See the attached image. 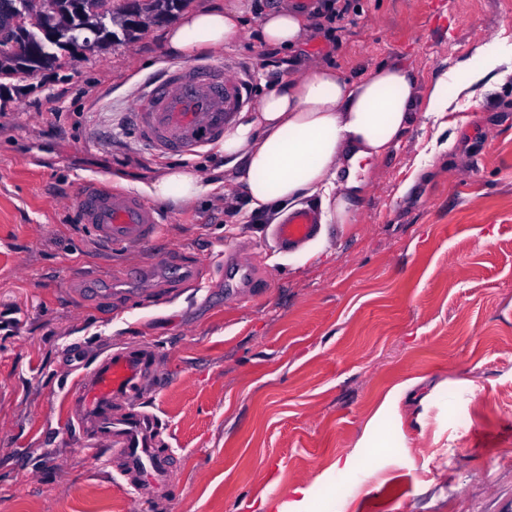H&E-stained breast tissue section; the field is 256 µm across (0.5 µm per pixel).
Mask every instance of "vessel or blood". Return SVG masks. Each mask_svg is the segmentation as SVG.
<instances>
[{"instance_id": "obj_1", "label": "vessel or blood", "mask_w": 512, "mask_h": 512, "mask_svg": "<svg viewBox=\"0 0 512 512\" xmlns=\"http://www.w3.org/2000/svg\"><path fill=\"white\" fill-rule=\"evenodd\" d=\"M253 104L248 79L229 77L213 64L200 61L167 67L147 83L132 114L139 141L157 155H196L220 144L225 129ZM80 219L95 241L108 249L124 250L156 242L162 234L157 212L138 195L84 185L76 198ZM320 233L313 207L289 211L273 228L281 252L296 251ZM151 349L113 350L79 374L70 404L82 432L104 444L122 461L121 476L131 486H165L175 467L171 449L156 445L152 414L129 405L120 415L112 404L128 402L135 383L151 366Z\"/></svg>"}]
</instances>
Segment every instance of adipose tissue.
Listing matches in <instances>:
<instances>
[{"mask_svg": "<svg viewBox=\"0 0 512 512\" xmlns=\"http://www.w3.org/2000/svg\"><path fill=\"white\" fill-rule=\"evenodd\" d=\"M246 11V0H226L184 13L164 32L169 54L189 59L241 40ZM260 35L268 46L294 48L305 39V22L288 10H271L260 19ZM416 99L409 69L397 65H379L357 79L330 65L288 74L225 130L220 150L230 172L227 188L173 168L143 191L161 203L183 204L219 189L258 217L282 215L315 197L322 221L355 223L365 174L409 129Z\"/></svg>", "mask_w": 512, "mask_h": 512, "instance_id": "adipose-tissue-1", "label": "adipose tissue"}]
</instances>
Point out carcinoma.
<instances>
[{"instance_id":"cac0c4a2","label":"carcinoma","mask_w":512,"mask_h":512,"mask_svg":"<svg viewBox=\"0 0 512 512\" xmlns=\"http://www.w3.org/2000/svg\"><path fill=\"white\" fill-rule=\"evenodd\" d=\"M55 9L42 11L27 19H22L13 11V0H0V49L5 51L18 44L15 34L23 32L25 43L20 52L10 58L0 60V80L15 77H31L43 66L44 59L52 57L59 60L58 53L64 51L75 54L77 50L88 47L101 48L115 38L108 23L120 25L125 40L136 39L144 30L137 20V6L117 8L113 0H100L106 21L95 28L84 25L82 17L85 0H52ZM144 10L154 16V21L169 19L181 9L187 0H141Z\"/></svg>"}]
</instances>
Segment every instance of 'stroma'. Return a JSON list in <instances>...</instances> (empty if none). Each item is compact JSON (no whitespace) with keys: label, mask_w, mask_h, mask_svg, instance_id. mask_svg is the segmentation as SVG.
Listing matches in <instances>:
<instances>
[{"label":"stroma","mask_w":512,"mask_h":512,"mask_svg":"<svg viewBox=\"0 0 512 512\" xmlns=\"http://www.w3.org/2000/svg\"><path fill=\"white\" fill-rule=\"evenodd\" d=\"M291 5L250 0L245 38L210 58L249 69L254 98L319 63L400 65L423 97L512 44V0H336L331 36L309 17L298 48L260 42V17ZM164 30L8 81L0 103V512H258L299 488L305 512H512V61L455 100L447 150L417 115L318 256L274 253L268 221L208 191L159 204L160 240L110 257L73 206L86 181L223 174L218 147L157 156L129 123L171 62ZM237 249L256 265L246 301L224 286ZM143 345L157 378L135 399L176 457L165 491L128 489L70 423L76 375Z\"/></svg>","instance_id":"1"}]
</instances>
